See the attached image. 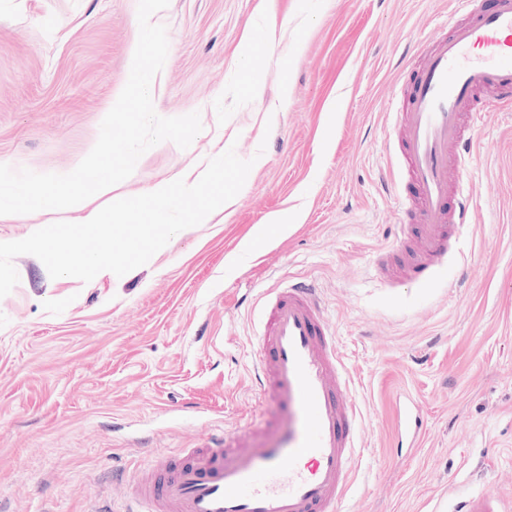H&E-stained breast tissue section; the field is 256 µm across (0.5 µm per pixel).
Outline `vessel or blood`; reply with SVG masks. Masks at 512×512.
I'll use <instances>...</instances> for the list:
<instances>
[{"label":"vessel or blood","instance_id":"b4317fda","mask_svg":"<svg viewBox=\"0 0 512 512\" xmlns=\"http://www.w3.org/2000/svg\"><path fill=\"white\" fill-rule=\"evenodd\" d=\"M438 26L444 35L424 52L405 106L389 104L401 135L390 175L406 169L419 207L422 260L409 278L437 275L455 248L451 228L472 220L475 131L485 113L512 111V0H454ZM255 349V379L282 417L254 435L220 428L189 463L163 475L162 460L135 493L137 512H341L362 454L358 407L341 393L350 375L311 281L265 296ZM457 512H512L485 491Z\"/></svg>","mask_w":512,"mask_h":512}]
</instances>
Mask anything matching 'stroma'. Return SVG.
Returning <instances> with one entry per match:
<instances>
[{
    "label": "stroma",
    "mask_w": 512,
    "mask_h": 512,
    "mask_svg": "<svg viewBox=\"0 0 512 512\" xmlns=\"http://www.w3.org/2000/svg\"><path fill=\"white\" fill-rule=\"evenodd\" d=\"M138 0H0V163L72 171L128 80ZM453 0H169L152 97L199 112L191 146L146 151L131 197L234 148L254 165L230 206L177 233L120 280L51 278L17 256L0 298V512H124L151 450L171 464L220 426L258 434L280 416L254 376L259 296L314 281L350 369L364 448L349 512H453L468 494L512 498V112L486 113L471 223L442 276L397 274L409 222L397 134L421 47ZM254 49L243 51L245 31ZM78 211L1 216L0 238ZM268 225L258 237L259 225ZM424 434L399 447V413Z\"/></svg>",
    "instance_id": "obj_1"
}]
</instances>
